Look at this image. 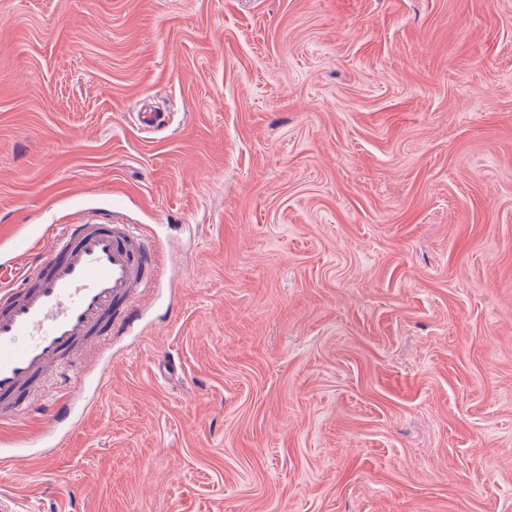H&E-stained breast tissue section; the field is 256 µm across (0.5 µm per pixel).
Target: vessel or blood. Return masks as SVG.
Masks as SVG:
<instances>
[{
  "label": "vessel or blood",
  "mask_w": 512,
  "mask_h": 512,
  "mask_svg": "<svg viewBox=\"0 0 512 512\" xmlns=\"http://www.w3.org/2000/svg\"><path fill=\"white\" fill-rule=\"evenodd\" d=\"M121 192L112 219L57 226L46 252L27 260L37 228L16 238L26 262L17 283L0 290V462L19 461V449L57 448L58 427L75 411L76 396L96 375L113 339L142 334L150 302L172 284L155 237L124 223ZM48 420L36 437L2 431L21 416Z\"/></svg>",
  "instance_id": "b4317fda"
}]
</instances>
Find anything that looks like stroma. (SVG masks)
Returning <instances> with one entry per match:
<instances>
[{
  "label": "stroma",
  "mask_w": 512,
  "mask_h": 512,
  "mask_svg": "<svg viewBox=\"0 0 512 512\" xmlns=\"http://www.w3.org/2000/svg\"><path fill=\"white\" fill-rule=\"evenodd\" d=\"M116 190L177 314L8 512H512V0H0V232Z\"/></svg>",
  "instance_id": "stroma-1"
}]
</instances>
